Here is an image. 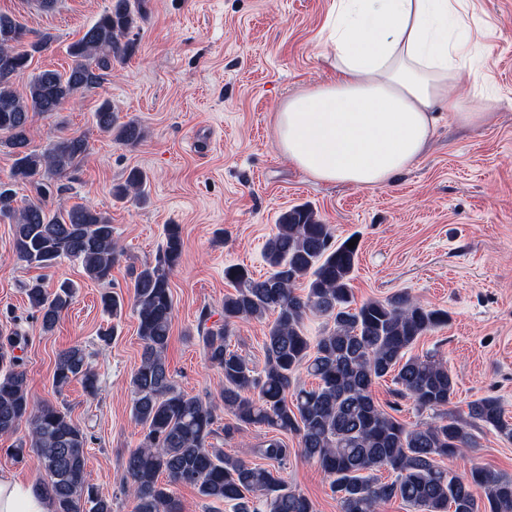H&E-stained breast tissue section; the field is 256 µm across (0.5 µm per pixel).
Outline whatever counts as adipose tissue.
<instances>
[{"instance_id": "obj_1", "label": "adipose tissue", "mask_w": 512, "mask_h": 512, "mask_svg": "<svg viewBox=\"0 0 512 512\" xmlns=\"http://www.w3.org/2000/svg\"><path fill=\"white\" fill-rule=\"evenodd\" d=\"M462 0H334L319 56L332 80L300 89L274 114L275 143L310 178L384 187L423 157L440 112L470 126L486 117L477 96L451 82L468 69L471 34ZM0 512H53L32 485L0 471Z\"/></svg>"}]
</instances>
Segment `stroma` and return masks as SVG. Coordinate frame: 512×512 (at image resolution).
Returning a JSON list of instances; mask_svg holds the SVG:
<instances>
[{"label":"stroma","instance_id":"35a3bbf8","mask_svg":"<svg viewBox=\"0 0 512 512\" xmlns=\"http://www.w3.org/2000/svg\"><path fill=\"white\" fill-rule=\"evenodd\" d=\"M333 0H142L145 18L132 54L101 85L54 115L32 118L33 144L86 134L90 150L74 171L52 178L49 209L89 202L112 219L125 254L104 285L88 280L78 262L50 269L20 261L11 224L0 221V328L26 336L20 356L32 400L67 405L88 436L86 479L111 499L113 512H132L120 484L121 459L142 440L131 415L130 379L140 364L141 340L132 308L120 320L104 314L100 296L127 292L132 272L158 256L165 225L182 228L180 264L170 276L175 318L166 351L176 387L217 398L224 377L207 362L198 336L201 316L222 321L230 288L224 269L267 266L263 247L281 212L308 203L335 238L357 235L360 251L355 301L404 291L447 310L450 321L423 336L416 352L443 355L456 380L451 408L466 417L469 402L497 397L512 422V0H464L475 55L497 102L480 127L440 119L418 164L389 186L354 188L307 178L274 143V112L291 91L330 80L318 50ZM36 0H0L54 40L14 80L25 92L32 75L64 70L68 46L110 0H58L54 10ZM111 100L120 121L144 131L135 145L101 133L93 114ZM146 175L147 202L113 198L130 169ZM47 289L68 280L76 297L52 333H42L24 289L35 279ZM117 332L111 341L99 333ZM82 347L98 374V393L80 382L56 388L57 354ZM476 448L445 459L459 473L480 466L512 475V442L481 429ZM283 479L316 512H339L318 466L291 458Z\"/></svg>","mask_w":512,"mask_h":512}]
</instances>
